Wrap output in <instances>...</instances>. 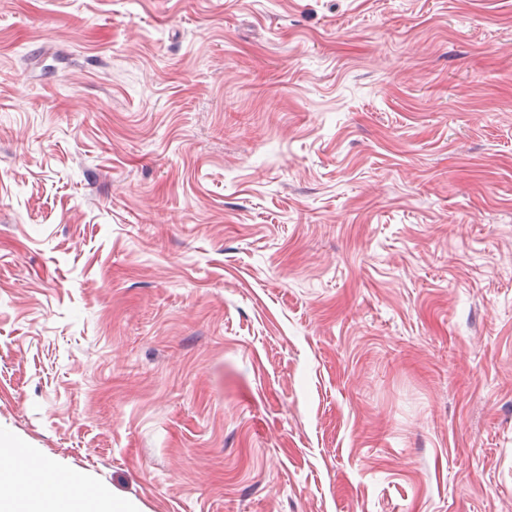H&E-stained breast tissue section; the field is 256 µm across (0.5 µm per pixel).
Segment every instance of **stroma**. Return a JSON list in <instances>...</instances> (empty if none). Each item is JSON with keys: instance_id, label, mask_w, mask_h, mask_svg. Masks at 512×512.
Returning a JSON list of instances; mask_svg holds the SVG:
<instances>
[{"instance_id": "stroma-1", "label": "stroma", "mask_w": 512, "mask_h": 512, "mask_svg": "<svg viewBox=\"0 0 512 512\" xmlns=\"http://www.w3.org/2000/svg\"><path fill=\"white\" fill-rule=\"evenodd\" d=\"M0 432L140 512H512V0H0Z\"/></svg>"}]
</instances>
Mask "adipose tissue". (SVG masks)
I'll list each match as a JSON object with an SVG mask.
<instances>
[{"mask_svg": "<svg viewBox=\"0 0 512 512\" xmlns=\"http://www.w3.org/2000/svg\"><path fill=\"white\" fill-rule=\"evenodd\" d=\"M0 471L12 475L9 483L0 485V512H135L132 505L118 500L105 504L99 493L74 475L62 483L53 497L25 492L24 483L40 479L43 467L17 449L14 440L5 434H0Z\"/></svg>", "mask_w": 512, "mask_h": 512, "instance_id": "1", "label": "adipose tissue"}]
</instances>
